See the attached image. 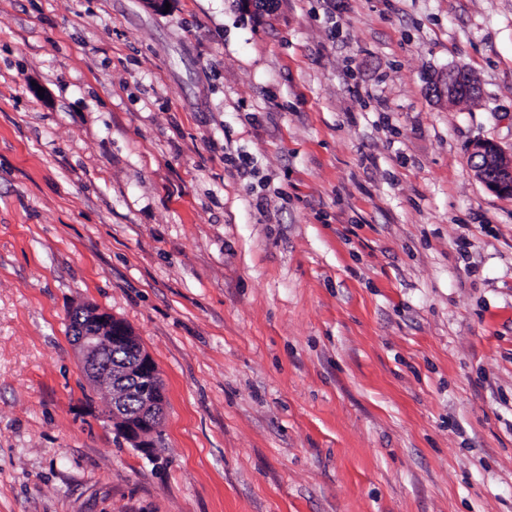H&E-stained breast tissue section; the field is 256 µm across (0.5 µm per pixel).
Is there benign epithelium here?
<instances>
[{"label":"benign epithelium","instance_id":"benign-epithelium-1","mask_svg":"<svg viewBox=\"0 0 512 512\" xmlns=\"http://www.w3.org/2000/svg\"><path fill=\"white\" fill-rule=\"evenodd\" d=\"M448 101L473 97L479 92L475 74L464 67L448 71L445 78ZM470 164L478 179L492 192L512 197V161H507L499 146L491 141L474 145L470 153ZM79 317L71 332L83 372L87 380L96 385L109 383L112 390V425L134 447L150 451L154 447L153 434L163 417L164 405L152 397H143L142 408L135 416L125 413L124 384L129 379L141 376H159L157 365L151 356L138 347L134 331L125 322L112 317L94 305L78 309ZM104 345H123L132 348L136 355L133 363L122 368L101 367V350Z\"/></svg>","mask_w":512,"mask_h":512}]
</instances>
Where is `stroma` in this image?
<instances>
[{
    "label": "stroma",
    "mask_w": 512,
    "mask_h": 512,
    "mask_svg": "<svg viewBox=\"0 0 512 512\" xmlns=\"http://www.w3.org/2000/svg\"><path fill=\"white\" fill-rule=\"evenodd\" d=\"M169 4L0 0V512H512V0ZM448 101L473 97L479 92V82L475 74L464 67L448 70L445 78ZM470 164L478 179L492 192L512 197V161L508 162L499 146L491 141L474 145ZM78 314L71 336L87 380L93 385L101 381L109 383L112 390V425L115 429L118 426L121 435L135 448L149 452L155 445L153 434L163 417L164 405L155 398L144 395L140 412L136 416H128L124 408L123 386L128 379H136L139 382V376L159 377L157 365L143 348L138 347L137 336L125 322L90 304L80 307ZM103 345H123L132 348L112 349L106 353L107 359H112L113 365L131 361L134 357L133 352L136 359L132 364L122 368L113 369L109 366L103 369Z\"/></svg>",
    "instance_id": "obj_1"
}]
</instances>
